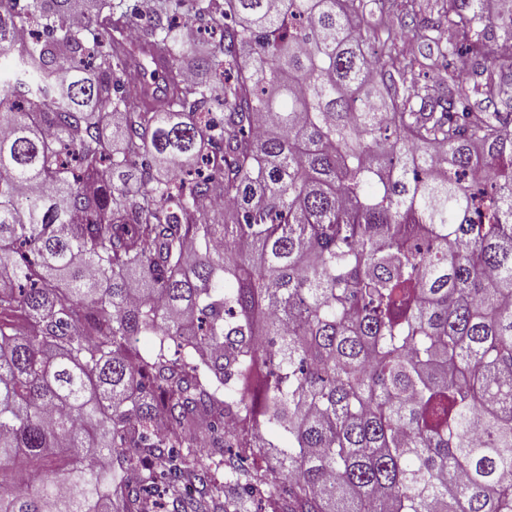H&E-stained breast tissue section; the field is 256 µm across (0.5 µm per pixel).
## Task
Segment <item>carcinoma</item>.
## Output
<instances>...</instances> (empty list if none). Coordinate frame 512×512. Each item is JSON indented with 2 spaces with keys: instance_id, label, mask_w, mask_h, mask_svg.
<instances>
[{
  "instance_id": "carcinoma-1",
  "label": "carcinoma",
  "mask_w": 512,
  "mask_h": 512,
  "mask_svg": "<svg viewBox=\"0 0 512 512\" xmlns=\"http://www.w3.org/2000/svg\"><path fill=\"white\" fill-rule=\"evenodd\" d=\"M392 2L380 67L362 0H0V512H512V4ZM420 52L430 54V60L427 61L430 66L424 70L418 80L420 83L432 84L437 81L440 75L443 73V67L441 63L442 61L437 57L436 47L433 44L431 45V50H429L427 42L421 38H416L412 48L409 52H407V54L410 53L419 55Z\"/></svg>"
}]
</instances>
